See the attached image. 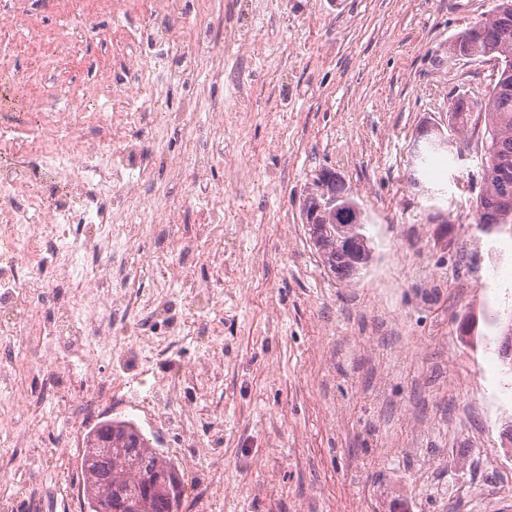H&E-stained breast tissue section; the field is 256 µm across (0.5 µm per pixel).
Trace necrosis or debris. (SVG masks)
<instances>
[{
	"instance_id": "necrosis-or-debris-1",
	"label": "necrosis or debris",
	"mask_w": 512,
	"mask_h": 512,
	"mask_svg": "<svg viewBox=\"0 0 512 512\" xmlns=\"http://www.w3.org/2000/svg\"><path fill=\"white\" fill-rule=\"evenodd\" d=\"M213 2L197 0L195 11L185 14L174 0H146L143 13L112 0L113 15L123 17L137 45L136 62L113 75L129 107L45 114L30 152L58 173L62 189L55 195H46L37 174L0 170V335L9 339L0 348V381L9 382L10 367L21 358L32 370L48 354L62 365L24 395V415L0 405V432L14 436L12 448L0 454V477L15 484L13 495H0V512H13L19 496L28 512L80 510L64 460L48 463L35 431L47 417H77L88 397L111 399V380L76 376L74 360L93 354L103 320L130 309V297L112 292L113 257L130 251L157 225L173 223L182 207L175 198L160 202L151 187L165 148L137 132L143 114L158 109L139 60L154 62L158 81L190 84L181 106L168 115L189 142L173 171L195 189L207 182L208 156L200 147L224 138L222 103H212L207 123L199 121L202 84L224 82ZM50 287L57 291L52 320L31 318L33 303Z\"/></svg>"
}]
</instances>
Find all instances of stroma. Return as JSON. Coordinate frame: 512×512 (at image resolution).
Returning a JSON list of instances; mask_svg holds the SVG:
<instances>
[{"label":"stroma","instance_id":"stroma-1","mask_svg":"<svg viewBox=\"0 0 512 512\" xmlns=\"http://www.w3.org/2000/svg\"><path fill=\"white\" fill-rule=\"evenodd\" d=\"M494 0H221L223 230L203 224L167 145L160 185L183 197L175 224L112 262V290L138 302L110 324L91 371L112 378V402L75 432L40 430L47 458L112 417L154 434L189 487L212 496L193 512H512V366L500 328L512 319V233L473 221L481 175L473 142L448 129L457 93L484 98L493 64L452 60L448 41ZM68 22L61 0H12L0 11V57L34 77L104 89L52 111L120 110L112 70L131 39L102 11L100 39L45 59L35 36ZM0 79V125L16 148L0 169L27 172L38 114ZM252 105L239 109L240 102ZM446 148L429 153L428 140ZM336 169L366 217L373 261L339 282L314 253L302 203L321 168ZM185 321L170 335L158 299ZM469 335L459 333L461 323ZM170 390L166 421L139 407Z\"/></svg>","mask_w":512,"mask_h":512}]
</instances>
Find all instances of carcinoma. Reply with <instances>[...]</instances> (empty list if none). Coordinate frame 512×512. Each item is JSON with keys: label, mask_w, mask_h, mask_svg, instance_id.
I'll return each instance as SVG.
<instances>
[{"label": "carcinoma", "mask_w": 512, "mask_h": 512, "mask_svg": "<svg viewBox=\"0 0 512 512\" xmlns=\"http://www.w3.org/2000/svg\"><path fill=\"white\" fill-rule=\"evenodd\" d=\"M499 17L483 18L456 34L449 53L465 51L476 58L499 64L485 99L458 93L448 112V125L455 131L476 133L484 124L485 145L480 155L483 186L476 198L473 224L483 233L512 227V0H496ZM307 200L336 198L346 188L336 172L323 168L313 180ZM322 264L340 281L360 274L346 254L336 247V238L322 236L314 246ZM81 477L88 512H98L100 500L112 499L114 512H178L184 482L157 486V478L177 470L174 460L155 448L150 438L132 420L114 417L97 423L83 440Z\"/></svg>", "instance_id": "carcinoma-1"}]
</instances>
